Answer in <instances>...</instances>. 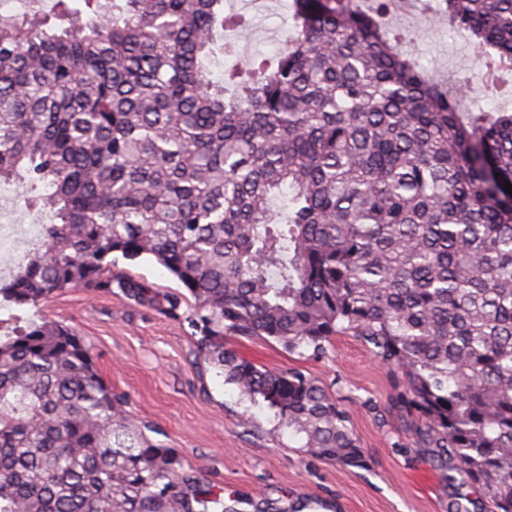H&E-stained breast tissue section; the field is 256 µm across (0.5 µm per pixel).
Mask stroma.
<instances>
[{"label": "stroma", "instance_id": "obj_1", "mask_svg": "<svg viewBox=\"0 0 512 512\" xmlns=\"http://www.w3.org/2000/svg\"><path fill=\"white\" fill-rule=\"evenodd\" d=\"M233 55L206 62L212 81L226 67L271 57L278 45L257 33L225 31ZM406 52L440 81L468 79L462 110L512 108V98L486 92L483 68L463 32L420 14L404 43ZM22 318H48L74 328L91 347L104 381L125 395L127 409L152 423L162 441L211 484L250 500L259 512H446L448 486L440 470L415 447L413 434L387 410L389 370L352 336L335 337L325 355L284 350L257 338L228 340L229 348L273 370L298 367L325 387L349 413L364 466H342L304 452L300 439L278 427L272 411L242 397L235 385L205 369L183 317L128 299L120 289L74 288L21 310ZM251 422L243 428L241 419Z\"/></svg>", "mask_w": 512, "mask_h": 512}]
</instances>
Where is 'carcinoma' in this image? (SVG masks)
Wrapping results in <instances>:
<instances>
[{"label":"carcinoma","instance_id":"carcinoma-1","mask_svg":"<svg viewBox=\"0 0 512 512\" xmlns=\"http://www.w3.org/2000/svg\"><path fill=\"white\" fill-rule=\"evenodd\" d=\"M56 0L0 13V183L49 210L0 305L117 285L155 260L194 299L196 360L313 456L365 458L302 369L229 336L319 356L354 336L393 369L389 409L448 483V512H512V110L459 98L399 48L385 0H293L294 35L214 83L224 0ZM482 65L512 72V0H444ZM71 327L0 332V512H246L151 436Z\"/></svg>","mask_w":512,"mask_h":512}]
</instances>
